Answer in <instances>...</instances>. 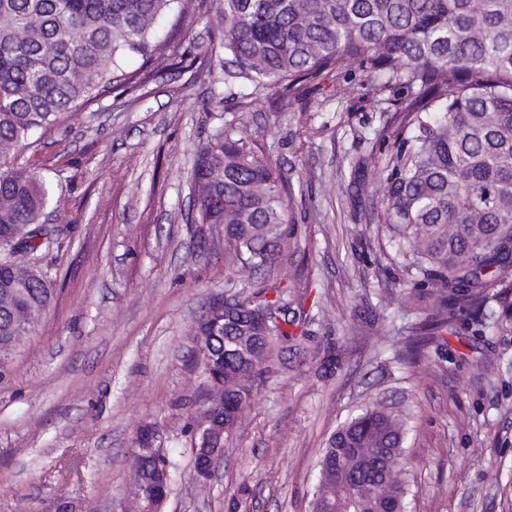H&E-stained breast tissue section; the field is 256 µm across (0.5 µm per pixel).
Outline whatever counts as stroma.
<instances>
[{
    "label": "stroma",
    "instance_id": "1",
    "mask_svg": "<svg viewBox=\"0 0 512 512\" xmlns=\"http://www.w3.org/2000/svg\"><path fill=\"white\" fill-rule=\"evenodd\" d=\"M200 20L169 45L192 67L158 72L123 106L104 96L68 113L24 159L53 183L43 259L57 294L0 368V512H132L135 436L157 423L177 462L163 512H311L328 439L380 398L408 414L409 512H512V288L478 336L457 322L442 346L398 360L423 317L381 225L369 223L357 162L390 119L378 96L347 100L339 78L305 85L292 108L268 92L225 100L223 52ZM244 122L294 183L297 244L274 268L245 271L218 225L191 222L189 170L213 130ZM288 283L305 338L257 378L224 462L193 476L184 426L205 397L194 329L208 304Z\"/></svg>",
    "mask_w": 512,
    "mask_h": 512
}]
</instances>
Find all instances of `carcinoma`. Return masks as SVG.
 <instances>
[{"label": "carcinoma", "instance_id": "obj_1", "mask_svg": "<svg viewBox=\"0 0 512 512\" xmlns=\"http://www.w3.org/2000/svg\"><path fill=\"white\" fill-rule=\"evenodd\" d=\"M191 0H0V250L23 238L25 253L0 263V357L21 347L53 290L42 253L61 247L30 232L43 223L49 187L21 158L38 130L107 93L121 97L155 72L180 68L156 42L154 23L175 15L169 42L193 19ZM210 52L224 50L227 97L250 88L293 105L321 74L343 77L339 93L402 90L390 134L355 168L380 169L369 222L384 224L411 257L405 266L424 318L406 354L443 339L462 317L485 330L488 287L512 288V0H218ZM137 57L131 70L126 61ZM357 65L360 78L347 72ZM190 182L196 224L224 225L242 264L274 265L297 235L293 185L247 126L229 123L196 154ZM302 305L276 284L242 297L224 319V340L200 318L204 386L224 371V390L204 399L192 444L209 414L236 431L276 348L301 330ZM410 428L394 408L365 405L329 438L312 512H407ZM168 457L141 449L138 478L172 472Z\"/></svg>", "mask_w": 512, "mask_h": 512}]
</instances>
